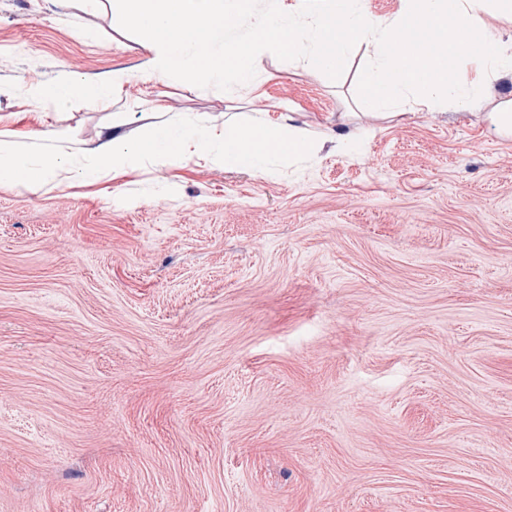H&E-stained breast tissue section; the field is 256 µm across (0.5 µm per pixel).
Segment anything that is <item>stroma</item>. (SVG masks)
Instances as JSON below:
<instances>
[{"label": "stroma", "instance_id": "1", "mask_svg": "<svg viewBox=\"0 0 512 512\" xmlns=\"http://www.w3.org/2000/svg\"><path fill=\"white\" fill-rule=\"evenodd\" d=\"M145 57L108 0H0V133L327 143L0 184V512H512V140L450 108L352 119L362 45L335 82L263 52L257 93ZM115 69L102 106L26 93Z\"/></svg>", "mask_w": 512, "mask_h": 512}]
</instances>
